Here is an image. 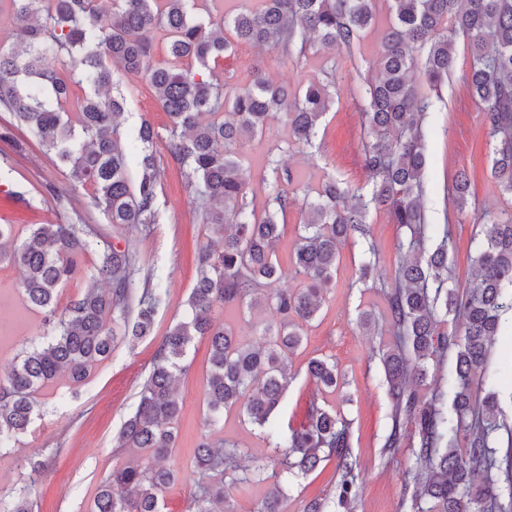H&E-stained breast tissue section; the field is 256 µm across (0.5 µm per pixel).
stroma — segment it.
<instances>
[{
  "label": "stroma",
  "mask_w": 512,
  "mask_h": 512,
  "mask_svg": "<svg viewBox=\"0 0 512 512\" xmlns=\"http://www.w3.org/2000/svg\"><path fill=\"white\" fill-rule=\"evenodd\" d=\"M376 9L377 26L367 30L351 49L320 47L309 34L305 55L285 57L273 49L241 44L225 62L220 78L230 87L249 85L258 71L294 87L326 72L336 83L335 104L317 129L313 159L287 146L288 131L277 119L270 120L263 136L241 145L251 209L259 212L266 204L268 185L273 180L268 165L272 158L293 171L298 188L317 189L328 176L366 186L361 85L376 68L381 29L389 18L386 0H377ZM454 57V70L439 88H431L421 79L415 86L419 96L430 98L434 104L426 119L427 222L437 229L450 228L451 284L463 291L472 278L470 246L481 231L479 216L485 211H511L512 196L500 192L491 173L488 130L465 81L470 46L463 36L455 38ZM118 79L129 91L121 117L122 131H135L146 122L157 134L154 154L159 171V214L150 230L110 223L95 201L93 187L72 181L67 168L45 154L26 128L14 131L16 140L24 141V151H17L13 142L0 140V224L12 225L20 239L36 224L89 225L117 248L135 250L143 270L160 274L167 289L151 336L117 338L110 356L83 382L73 383L62 375L36 392V412L29 429L19 435L15 447L0 450V491L15 486L29 472L31 462L44 463L30 496L33 512H92L98 489L112 470L137 461L135 451L118 450L119 432L137 402L158 342L179 319L196 282L195 255L213 238L201 212L191 204L181 171L168 152V116L142 76L122 72ZM461 170L471 179L470 203L462 212L448 193ZM369 222L379 268L384 274H393L402 256L399 245L409 233L390 223L382 211L371 212ZM359 261V245L349 242L341 247L336 278L325 295L320 316L307 328L303 345L293 357L291 379L277 421L302 426L314 399L336 407L351 422L352 450L357 459L353 512H414L410 497L403 493V480L406 471L415 466L412 450L416 437L406 432L399 448L391 452L384 448L391 428V402L380 354L393 338L383 295L358 280ZM20 278L17 266L0 263V375L43 332L40 314L28 306L18 288ZM364 311L375 317L374 330L359 326ZM321 356L333 357L340 365L348 402L318 391L307 378V362ZM208 357V339L197 338L187 368L176 383L182 407L178 437L162 463L177 468L180 475L164 494V512H187L194 490L195 449L207 428L204 383ZM486 371L496 378L492 389L497 393L501 417L512 427V310L502 317ZM218 434L238 443L253 465L269 468L277 458L261 430L240 421L236 412L225 413ZM334 470L330 463L321 474L289 479L284 512H304L310 500L334 496Z\"/></svg>",
  "instance_id": "stroma-1"
}]
</instances>
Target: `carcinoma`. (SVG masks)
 <instances>
[{
  "instance_id": "1",
  "label": "carcinoma",
  "mask_w": 512,
  "mask_h": 512,
  "mask_svg": "<svg viewBox=\"0 0 512 512\" xmlns=\"http://www.w3.org/2000/svg\"><path fill=\"white\" fill-rule=\"evenodd\" d=\"M198 2L8 0L15 35L7 36L11 44H0V108L69 168L73 180L94 187L110 223L146 229L157 220L155 133L147 123L135 133H121L125 95L114 89V71L142 74L170 119L169 153L219 238V248L207 245L198 252V277L185 314L157 344L117 449L158 455L174 446L180 414L174 383L194 339L207 336V422L217 424L225 412L237 410L241 420L262 429L279 451V462L268 473L249 465L238 444L203 438L195 453L198 478L188 512H215L216 505L228 503L231 491L270 481L273 489L256 512H282L288 476L311 474L330 460L336 461V496L313 499L306 512H348L356 497L357 466L349 420L313 400L306 423L284 432L276 414L292 356L336 275L339 248L352 239L363 247L358 281L380 284L394 330L395 346L381 356L392 401L385 447H399L403 432L414 428L411 499L417 512H512V456L498 458V433L505 424L498 418L497 399L489 393L479 401L473 393L474 382L489 381L486 361L508 308L512 213L483 217L471 285L462 293L448 286V229L431 253L422 239L427 208L422 121L432 103L418 96L412 81L418 70L430 85L442 84L454 69V37L469 40L466 81L494 143L492 174L501 193L512 195V0H388L392 18L381 35L377 72L364 83L363 167L371 194L326 177L315 196L306 198L289 269L277 249L295 204L281 183H292L293 173L270 161L275 182L258 215L246 202L237 148L265 134L278 113L291 143L312 147L321 119L335 103L333 80L317 77L291 90L259 73L250 86L238 89L218 82L216 68L238 43L286 53L307 32L325 47L349 49L375 25V0H261L255 9L218 18L199 11ZM160 31L169 62L157 67L151 57ZM50 55L68 57L66 76L43 67ZM74 85L84 91L75 120L65 109ZM131 158L140 168L135 183L128 177ZM452 195L458 211H464L470 197L466 174L456 175ZM372 209L386 211L392 223L416 234L390 286L378 274L368 220ZM83 234L77 224H37L11 250H0V262L21 267L26 301L43 314L41 340L0 376V448L28 430L35 415L33 394L46 382L64 372L80 383L111 354L117 337L141 338L153 329L165 292L161 281L151 283V273L134 297L138 258L129 246L104 247L85 293L57 312L58 293L88 250ZM290 272L305 278L304 287H268ZM217 308L251 315L269 309L276 318L253 323L256 338L243 344L230 324H215ZM450 350L455 365L448 377L453 392L448 410L441 393L427 396L420 388L430 363ZM306 375L329 393L343 386L330 357L310 360ZM41 471V463H31L28 477L0 494V512H31L30 490ZM176 480L177 472L161 465L114 470L100 486L93 512H163V494Z\"/></svg>"
}]
</instances>
